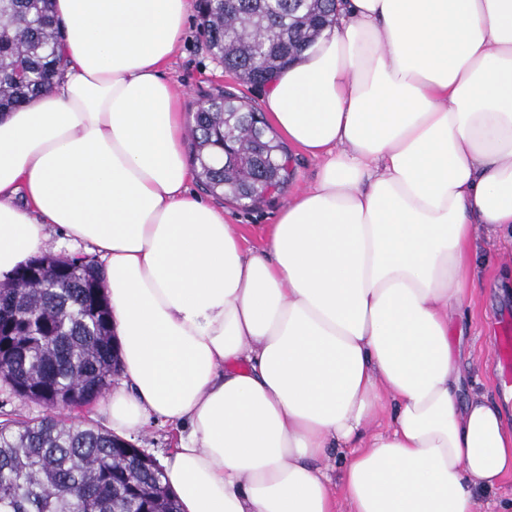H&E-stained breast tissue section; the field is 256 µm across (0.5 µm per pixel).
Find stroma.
<instances>
[{
  "mask_svg": "<svg viewBox=\"0 0 512 512\" xmlns=\"http://www.w3.org/2000/svg\"><path fill=\"white\" fill-rule=\"evenodd\" d=\"M182 94L186 110H193L202 94L218 87H229L249 97L256 107H263L266 88H255L225 72L205 47L197 16H189L181 48L165 72ZM315 160L291 153L287 185L261 204L244 208L233 202L209 197V204L223 209L224 219L240 229L248 246L260 244L263 228L274 223L288 198L299 188L311 184L317 175ZM478 251L489 258L481 268L472 291L468 313L455 320L450 328V342L459 360L467 389L480 390L491 400H500L512 389V370H506L497 350L504 332H512V295H503L499 285L503 266H512V252H501L490 242L479 241ZM135 447L144 449L156 460H164L175 445L177 431L173 424L150 421L141 429L128 433Z\"/></svg>",
  "mask_w": 512,
  "mask_h": 512,
  "instance_id": "obj_1",
  "label": "stroma"
}]
</instances>
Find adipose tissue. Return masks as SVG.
Wrapping results in <instances>:
<instances>
[{"instance_id":"adipose-tissue-1","label":"adipose tissue","mask_w":512,"mask_h":512,"mask_svg":"<svg viewBox=\"0 0 512 512\" xmlns=\"http://www.w3.org/2000/svg\"><path fill=\"white\" fill-rule=\"evenodd\" d=\"M192 7L56 0L67 66L0 115V282L55 229L101 261L112 428L176 424L182 512H338L334 448L350 512H478L512 428L449 336L477 240L512 250V0H340L268 87L319 172L257 249L190 188L164 71Z\"/></svg>"}]
</instances>
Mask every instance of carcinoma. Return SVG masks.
Wrapping results in <instances>:
<instances>
[{"label": "carcinoma", "instance_id": "cac0c4a2", "mask_svg": "<svg viewBox=\"0 0 512 512\" xmlns=\"http://www.w3.org/2000/svg\"><path fill=\"white\" fill-rule=\"evenodd\" d=\"M210 54L240 81L270 82L336 16V0H195ZM52 0H0V113L37 99L61 62ZM201 187L242 206L288 180L282 143L237 94L202 95L189 123ZM94 261L43 254L0 284V381L48 408L0 422V512H179L162 467L120 437L68 422L51 403L88 406L118 374L111 313Z\"/></svg>", "mask_w": 512, "mask_h": 512}]
</instances>
